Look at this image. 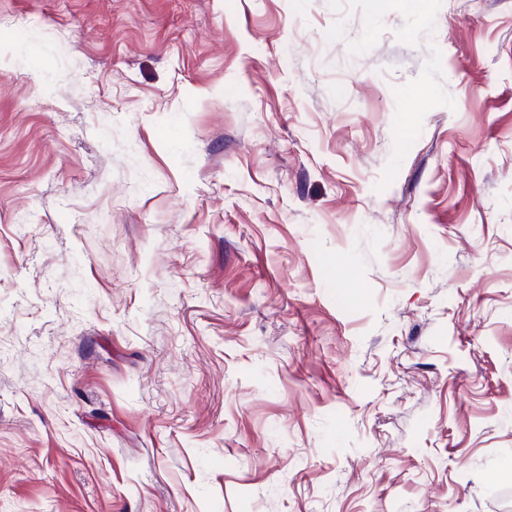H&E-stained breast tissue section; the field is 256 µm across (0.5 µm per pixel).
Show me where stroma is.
<instances>
[{"label": "stroma", "instance_id": "1", "mask_svg": "<svg viewBox=\"0 0 512 512\" xmlns=\"http://www.w3.org/2000/svg\"><path fill=\"white\" fill-rule=\"evenodd\" d=\"M512 0H0V512H512Z\"/></svg>", "mask_w": 512, "mask_h": 512}]
</instances>
